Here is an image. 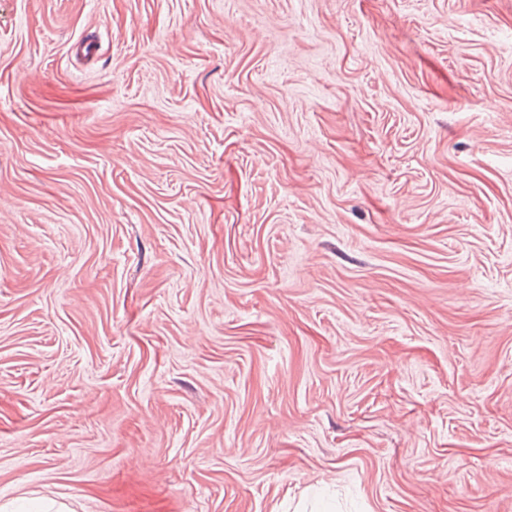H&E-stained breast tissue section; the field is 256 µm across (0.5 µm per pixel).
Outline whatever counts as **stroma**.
I'll return each mask as SVG.
<instances>
[{"label":"stroma","mask_w":512,"mask_h":512,"mask_svg":"<svg viewBox=\"0 0 512 512\" xmlns=\"http://www.w3.org/2000/svg\"><path fill=\"white\" fill-rule=\"evenodd\" d=\"M512 512V0H0V505Z\"/></svg>","instance_id":"35a3bbf8"}]
</instances>
